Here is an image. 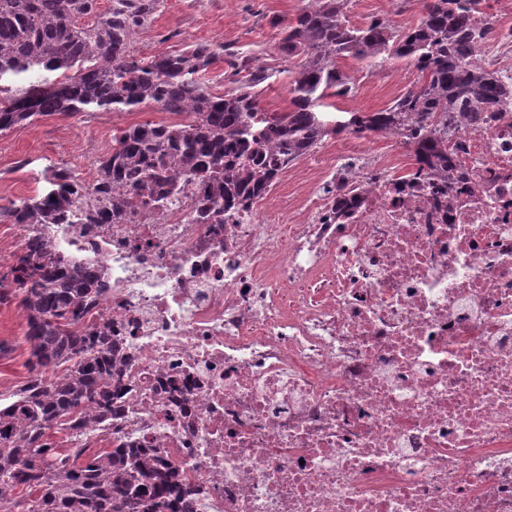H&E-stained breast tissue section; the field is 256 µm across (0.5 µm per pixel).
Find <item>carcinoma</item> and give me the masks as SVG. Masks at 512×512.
<instances>
[{"mask_svg":"<svg viewBox=\"0 0 512 512\" xmlns=\"http://www.w3.org/2000/svg\"><path fill=\"white\" fill-rule=\"evenodd\" d=\"M0 0V133L56 114L132 110L155 103L179 122H146L112 136L90 192L68 168L45 170L46 188L0 206V223L106 224L119 183L137 193L151 185L162 209L177 200L173 163L208 187L200 216L222 207L248 212L288 168L324 139L347 132L394 135L406 129L417 171L450 172L448 131L494 118L512 104V80L469 62L487 30L473 15L481 0H426L419 22L353 27L347 0H308L283 25L280 50L291 108L269 112L259 101L268 68L220 44L196 43L160 57L137 58L136 35L160 0ZM235 88L215 95L199 72L218 57ZM352 58L382 66L408 61L418 81L378 112L347 111L332 124L324 100L351 90L337 66ZM94 270L49 248L40 234L24 240L0 274V302L21 296L30 346L27 383L0 401V491L20 512H183L192 494L155 448L119 443L93 452L62 451L66 441L98 431L128 391L113 360L123 341L83 321L101 296ZM95 405L99 417L89 418Z\"/></svg>","mask_w":512,"mask_h":512,"instance_id":"cac0c4a2","label":"carcinoma"}]
</instances>
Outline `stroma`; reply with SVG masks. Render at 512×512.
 <instances>
[{"label":"stroma","instance_id":"1","mask_svg":"<svg viewBox=\"0 0 512 512\" xmlns=\"http://www.w3.org/2000/svg\"><path fill=\"white\" fill-rule=\"evenodd\" d=\"M306 3L307 0H163L138 36L134 51L137 57L149 58L196 42H209L253 54L271 69V77L259 95L260 104L267 110L281 111L290 101L285 70L291 62L278 49L280 34L271 21L294 19ZM345 14L349 23L357 27L387 19L394 26L409 27L420 19L415 11L389 18L384 0H349ZM338 66L358 93L352 98H335L333 107L327 110L331 116L339 110L385 109L416 78L415 70L401 60L374 68L348 58L340 60ZM168 118L158 105L145 104L131 111L46 117L0 133V205L40 191L44 186L42 172L48 166L74 167L89 149L99 158L111 153L113 130ZM0 341L13 346L10 356L0 358V397H6L28 379L25 362L29 344L17 300L0 303Z\"/></svg>","mask_w":512,"mask_h":512}]
</instances>
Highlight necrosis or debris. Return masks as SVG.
Listing matches in <instances>:
<instances>
[{
  "label": "necrosis or debris",
  "instance_id": "1",
  "mask_svg": "<svg viewBox=\"0 0 512 512\" xmlns=\"http://www.w3.org/2000/svg\"><path fill=\"white\" fill-rule=\"evenodd\" d=\"M473 64L512 77V0ZM458 178L348 138L302 195L195 221L204 185L111 224H41L108 286L112 434L159 449L191 512H512V108L452 133Z\"/></svg>",
  "mask_w": 512,
  "mask_h": 512
}]
</instances>
